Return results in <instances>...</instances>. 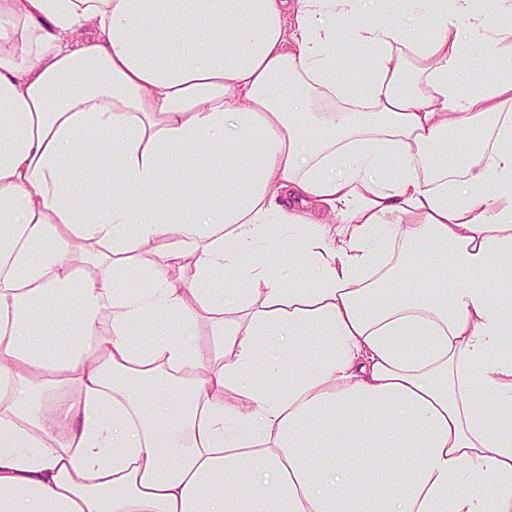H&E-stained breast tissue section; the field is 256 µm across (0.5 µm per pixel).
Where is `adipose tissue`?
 <instances>
[{"label":"adipose tissue","instance_id":"obj_1","mask_svg":"<svg viewBox=\"0 0 512 512\" xmlns=\"http://www.w3.org/2000/svg\"><path fill=\"white\" fill-rule=\"evenodd\" d=\"M358 2L0 0V512H512V0ZM468 44L471 46L469 56L478 58L489 69L499 71L500 73H507L505 70L500 69L499 64H509L508 60L502 56L509 52L508 48L502 51L487 50L483 43L477 39H471ZM197 313V331L195 336H187L188 341L192 346L198 347L202 350H212L214 348L213 336L207 334L210 333V314H208L200 303L194 302Z\"/></svg>","mask_w":512,"mask_h":512}]
</instances>
